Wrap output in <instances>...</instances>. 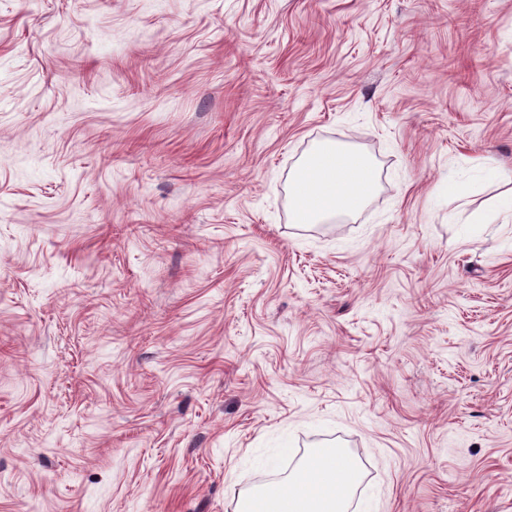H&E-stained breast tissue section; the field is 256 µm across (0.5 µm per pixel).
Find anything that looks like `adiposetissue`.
I'll return each mask as SVG.
<instances>
[{
    "instance_id": "adipose-tissue-1",
    "label": "adipose tissue",
    "mask_w": 512,
    "mask_h": 512,
    "mask_svg": "<svg viewBox=\"0 0 512 512\" xmlns=\"http://www.w3.org/2000/svg\"><path fill=\"white\" fill-rule=\"evenodd\" d=\"M378 186L373 163L330 143L313 147L291 179L289 203L298 224H319L359 212ZM358 464L344 448H321L312 461L277 484L260 486L239 500V512H348Z\"/></svg>"
}]
</instances>
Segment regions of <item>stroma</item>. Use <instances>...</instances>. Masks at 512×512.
I'll return each instance as SVG.
<instances>
[{
    "mask_svg": "<svg viewBox=\"0 0 512 512\" xmlns=\"http://www.w3.org/2000/svg\"><path fill=\"white\" fill-rule=\"evenodd\" d=\"M317 142L379 187L296 224ZM325 445L350 512H512V0H0V512ZM288 448L287 437L266 444L254 451L255 464L261 469H270L276 465L284 451Z\"/></svg>",
    "mask_w": 512,
    "mask_h": 512,
    "instance_id": "1",
    "label": "stroma"
}]
</instances>
